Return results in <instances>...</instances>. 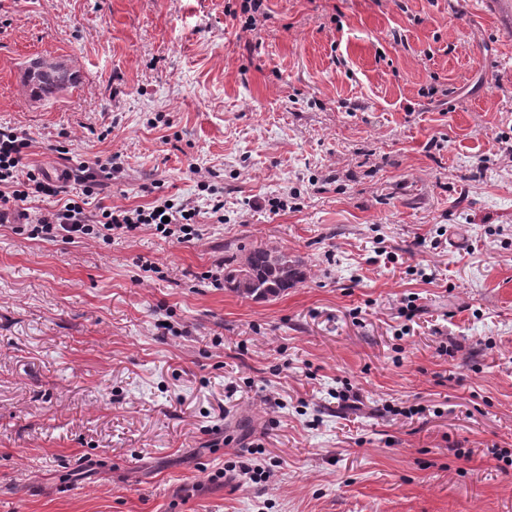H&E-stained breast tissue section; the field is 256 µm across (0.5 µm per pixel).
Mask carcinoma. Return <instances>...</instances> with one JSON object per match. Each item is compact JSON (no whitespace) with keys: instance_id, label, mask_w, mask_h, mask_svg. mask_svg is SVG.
<instances>
[{"instance_id":"carcinoma-1","label":"carcinoma","mask_w":512,"mask_h":512,"mask_svg":"<svg viewBox=\"0 0 512 512\" xmlns=\"http://www.w3.org/2000/svg\"><path fill=\"white\" fill-rule=\"evenodd\" d=\"M29 72L39 83V91L61 88L66 77L53 66L40 61L30 64ZM303 279L299 265L288 254L262 247L239 249L224 261V287L253 300H269L295 287Z\"/></svg>"}]
</instances>
